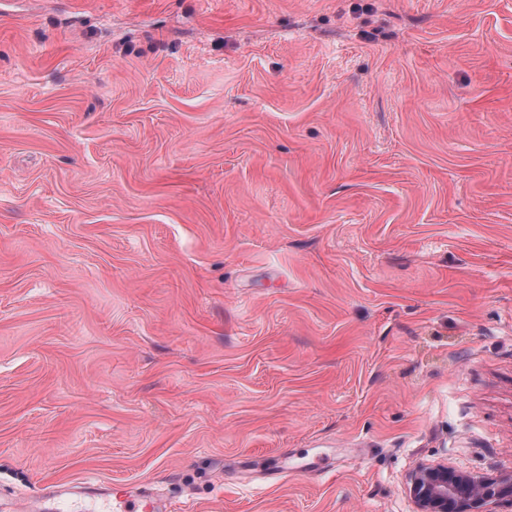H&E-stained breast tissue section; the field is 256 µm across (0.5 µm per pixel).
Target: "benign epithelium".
<instances>
[{
	"instance_id": "benign-epithelium-1",
	"label": "benign epithelium",
	"mask_w": 512,
	"mask_h": 512,
	"mask_svg": "<svg viewBox=\"0 0 512 512\" xmlns=\"http://www.w3.org/2000/svg\"><path fill=\"white\" fill-rule=\"evenodd\" d=\"M410 491L417 512H483L493 499L512 503V476L495 480L446 463L421 464L410 476Z\"/></svg>"
}]
</instances>
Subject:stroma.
Instances as JSON below:
<instances>
[{"label": "stroma", "instance_id": "obj_1", "mask_svg": "<svg viewBox=\"0 0 512 512\" xmlns=\"http://www.w3.org/2000/svg\"><path fill=\"white\" fill-rule=\"evenodd\" d=\"M512 473V0H0V512H415ZM410 491L417 512H487L481 509L492 499L512 505V476L495 480L448 463L421 464L410 476ZM101 512H153L157 510L156 503L145 495L132 496L116 493L112 501L101 504Z\"/></svg>", "mask_w": 512, "mask_h": 512}]
</instances>
